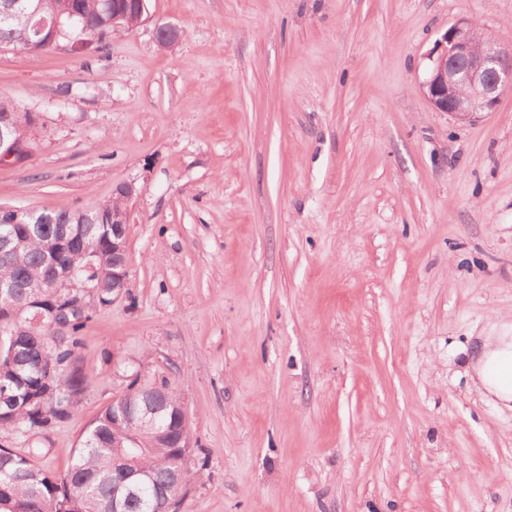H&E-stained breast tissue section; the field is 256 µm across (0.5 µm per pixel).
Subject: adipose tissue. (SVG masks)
<instances>
[{
    "instance_id": "adipose-tissue-1",
    "label": "adipose tissue",
    "mask_w": 512,
    "mask_h": 512,
    "mask_svg": "<svg viewBox=\"0 0 512 512\" xmlns=\"http://www.w3.org/2000/svg\"><path fill=\"white\" fill-rule=\"evenodd\" d=\"M512 363V324H502L497 335L485 337L479 355L471 362L479 394L502 406L512 405V382L499 377L498 367Z\"/></svg>"
}]
</instances>
